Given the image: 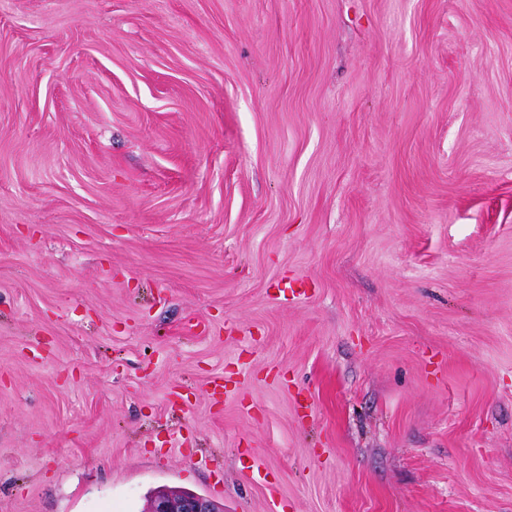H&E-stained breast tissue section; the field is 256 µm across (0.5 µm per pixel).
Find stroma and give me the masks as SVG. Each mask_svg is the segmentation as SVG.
<instances>
[{
  "mask_svg": "<svg viewBox=\"0 0 512 512\" xmlns=\"http://www.w3.org/2000/svg\"><path fill=\"white\" fill-rule=\"evenodd\" d=\"M163 486L512 512V0H0V512Z\"/></svg>",
  "mask_w": 512,
  "mask_h": 512,
  "instance_id": "obj_1",
  "label": "stroma"
}]
</instances>
